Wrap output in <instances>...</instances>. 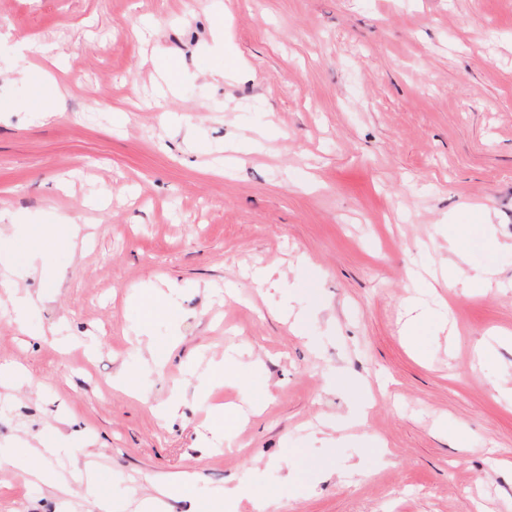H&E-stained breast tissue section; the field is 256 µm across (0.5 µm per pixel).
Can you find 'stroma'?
I'll use <instances>...</instances> for the list:
<instances>
[{"mask_svg":"<svg viewBox=\"0 0 512 512\" xmlns=\"http://www.w3.org/2000/svg\"><path fill=\"white\" fill-rule=\"evenodd\" d=\"M23 39L47 56L23 60ZM240 59L250 76L232 75ZM161 65L177 87L164 99ZM269 126L262 151L216 166ZM67 217L88 237L12 271L43 302L0 308V362L25 375L0 386L1 453L59 428L117 502L193 474L172 512L237 483L272 512H512V0H0V250ZM453 224L492 225L499 247L463 239L489 291L425 287ZM256 265L283 275L303 325ZM164 290L180 320L149 332L181 342L158 366L136 326L142 295ZM411 296L438 324L420 353L403 335ZM225 355L261 361L270 398L232 448H203L208 404L238 400L230 385L198 397ZM123 369L142 395L116 385ZM338 370L368 388L329 389ZM174 386L184 404L160 421ZM357 401L366 426L313 440ZM27 466L0 468V512H85ZM291 472L313 473L304 496Z\"/></svg>","mask_w":512,"mask_h":512,"instance_id":"stroma-1","label":"stroma"}]
</instances>
